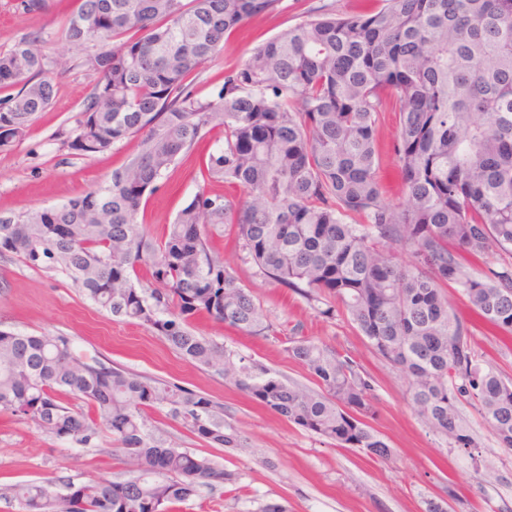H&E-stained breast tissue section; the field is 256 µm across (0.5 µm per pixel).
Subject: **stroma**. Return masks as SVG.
<instances>
[{
	"instance_id": "obj_1",
	"label": "stroma",
	"mask_w": 512,
	"mask_h": 512,
	"mask_svg": "<svg viewBox=\"0 0 512 512\" xmlns=\"http://www.w3.org/2000/svg\"><path fill=\"white\" fill-rule=\"evenodd\" d=\"M376 0H281L269 14L245 23L213 62L193 73L189 82L198 96H210L225 71L239 67L257 45L281 34L318 8L351 13ZM46 10L29 13L21 0H0V50L22 35L47 36V52L61 60L52 77L56 96L39 113L26 134L0 148V212L59 206L104 186L114 168L135 153V143L114 146L93 156L70 147L83 98L97 77L82 64L84 53L61 36L59 22L77 10L80 0H47ZM394 113L378 126L384 198H405L392 154ZM196 152L179 163L147 201L144 221L161 226L173 221L203 185ZM225 260L233 263L239 283L252 291L277 331L305 336L349 354L369 376L377 413L370 426L394 449L392 460L371 459L355 448H342L310 434L249 400L222 374L205 371L182 358L151 329L110 313L87 299L62 273L34 269L15 257L0 258V329L69 337L75 351L152 379L175 383L224 405L226 422L247 438L245 451L212 448L181 425L151 413L178 446L209 456L238 476L236 483L200 488L180 512H258L267 503L288 512H425L429 500L453 487L458 499L448 512H512V451L500 448L477 408L458 407L478 448L466 452L447 447L412 408L402 374L387 366L345 315L326 319L303 298L256 275L239 262L232 238L218 239ZM456 312L469 320L478 354L503 376L512 378V338L503 339L473 319L457 291H449ZM197 333L250 356L285 379L304 385L313 380L290 359L278 340L246 335L208 318L195 322ZM124 469L110 435L99 447L75 448L41 432L32 422L0 415V481L47 482L62 476L77 481L117 476Z\"/></svg>"
}]
</instances>
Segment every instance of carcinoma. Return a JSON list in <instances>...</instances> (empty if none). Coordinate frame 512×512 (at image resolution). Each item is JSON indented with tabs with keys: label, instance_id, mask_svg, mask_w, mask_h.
I'll return each instance as SVG.
<instances>
[{
	"label": "carcinoma",
	"instance_id": "obj_1",
	"mask_svg": "<svg viewBox=\"0 0 512 512\" xmlns=\"http://www.w3.org/2000/svg\"><path fill=\"white\" fill-rule=\"evenodd\" d=\"M279 2L81 0L61 32L98 78L71 149L92 156L135 140L137 151L105 187L0 220V256L62 272L112 316L154 330L302 430L391 459L368 424L372 385L349 356L285 337L311 388L194 331L207 316L277 335L215 247L228 232L262 278L327 319L342 307L452 447H477L458 413L465 401L511 451L512 379L481 363L447 288L512 335V263L482 271L466 263L512 256V0H382L351 15L317 12L253 48L212 96H197L189 76ZM46 44L31 33L0 51V89H17L0 100V148L53 103ZM384 112L399 113L392 150L406 199L398 204L383 199L378 175ZM215 128L224 139L199 173L236 193L203 187L150 232L140 220L147 199ZM148 409L211 448L247 447L224 406L201 393L90 363L66 336L0 329V412L78 448L98 447L107 431L125 463L114 480L0 483V501L17 512H179L199 487L237 482L212 458L155 435Z\"/></svg>",
	"mask_w": 512,
	"mask_h": 512
}]
</instances>
